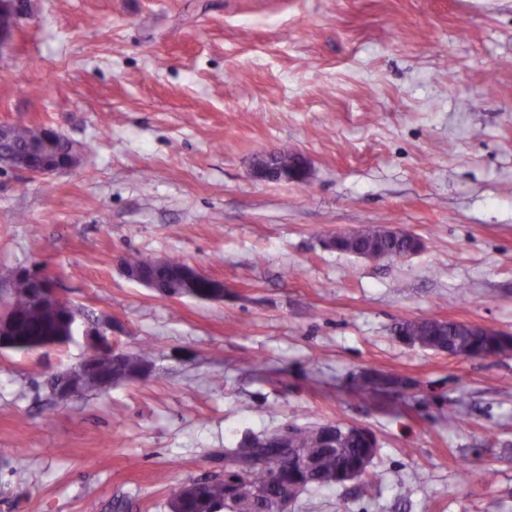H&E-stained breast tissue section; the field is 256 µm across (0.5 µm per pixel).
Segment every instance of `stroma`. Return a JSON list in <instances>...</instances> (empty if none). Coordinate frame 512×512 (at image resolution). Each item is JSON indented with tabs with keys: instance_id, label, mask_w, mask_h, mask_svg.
<instances>
[{
	"instance_id": "stroma-1",
	"label": "stroma",
	"mask_w": 512,
	"mask_h": 512,
	"mask_svg": "<svg viewBox=\"0 0 512 512\" xmlns=\"http://www.w3.org/2000/svg\"><path fill=\"white\" fill-rule=\"evenodd\" d=\"M25 3L0 123L86 152L46 179L0 168V299L12 271L48 270L152 371L62 399L49 379L83 336L0 350V512H169L223 477L226 445L327 422L374 434L377 480L305 490L293 512H512V356L394 334H512V0ZM270 150L303 156L307 181L253 177ZM363 226L422 247L326 246ZM130 252L184 260L224 297L155 294L119 270ZM365 370L410 385L367 394ZM431 320L432 318L405 320L396 325L395 332L410 340L398 336L408 346L419 341L431 350L447 352L452 356L468 357L472 353L483 351L487 358L494 359L512 354V342L505 337L480 335L461 322H448V326L436 328Z\"/></svg>"
}]
</instances>
